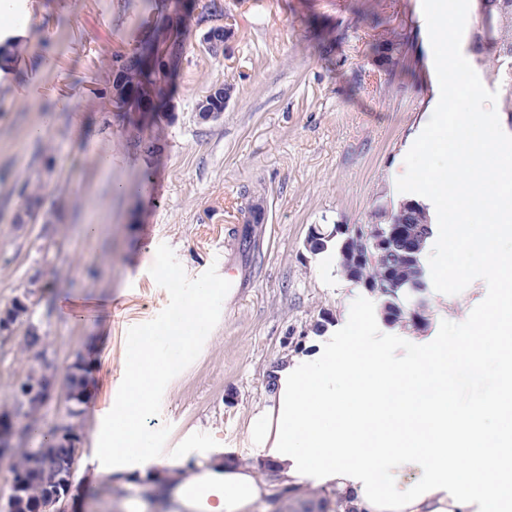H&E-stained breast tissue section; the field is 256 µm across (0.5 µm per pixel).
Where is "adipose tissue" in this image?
I'll use <instances>...</instances> for the list:
<instances>
[{
	"mask_svg": "<svg viewBox=\"0 0 512 512\" xmlns=\"http://www.w3.org/2000/svg\"><path fill=\"white\" fill-rule=\"evenodd\" d=\"M466 95L483 113L469 129L467 113H457L438 134H427L426 150L443 149L464 160L463 173L426 172L425 181L439 211L454 215L451 245L497 251L501 233L512 230V154L499 146L497 117L480 89L449 80L448 95ZM474 207L486 214L489 230L472 239L464 215ZM499 291L477 321L476 345L467 346L472 363L479 349L492 345L501 359V393L485 408L448 417L449 369L458 348L434 341L414 361L401 363L366 348L361 332L365 314L353 316L351 339L324 352L317 362L294 359L276 369L278 392L248 426L258 461L235 456L198 464L180 473L181 449L158 455L146 428L159 385L170 367L154 333L134 337L124 358L119 394L96 407V427L86 465L94 477L144 482L178 501L189 512H246L274 488L309 483L336 492L355 512H512V258L488 269ZM213 292L201 288L178 309L166 331L188 342L210 318ZM345 381L344 393L330 386ZM505 428L487 432L485 413ZM273 467L277 485L256 476L257 464ZM416 469L410 482L386 479L389 468Z\"/></svg>",
	"mask_w": 512,
	"mask_h": 512,
	"instance_id": "adipose-tissue-1",
	"label": "adipose tissue"
}]
</instances>
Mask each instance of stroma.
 <instances>
[{
	"label": "stroma",
	"instance_id": "1",
	"mask_svg": "<svg viewBox=\"0 0 512 512\" xmlns=\"http://www.w3.org/2000/svg\"><path fill=\"white\" fill-rule=\"evenodd\" d=\"M461 23L453 32L460 83L479 82L507 138L506 87L493 80L475 34L485 31L479 0H446ZM236 20L228 53L209 57L197 34L174 79L170 114L153 128L159 149L147 157L128 143L131 127L105 91L113 54L137 37L144 0H15L0 15V42L20 53L0 71V310L28 293L43 353L25 350L23 325L0 333V412L31 365L50 364L55 398L41 430L66 423V366L92 341L104 378L121 381L134 336L167 321L193 291L216 295L206 332L175 353L156 394L149 426L160 454L188 460L247 453L246 428L275 390L270 373L284 357L334 341L350 315L376 297L341 272L336 250L310 254L312 226L368 224L407 197L402 173L462 163L450 152L414 144L447 98L427 17L439 0H222ZM395 44L392 60L372 49ZM232 84L222 118L203 123L196 105ZM30 181L50 222L18 223ZM158 193H150L148 185ZM262 203L255 231L262 247L238 248L242 192ZM431 279L426 329L366 323L369 345L410 361L424 336L474 334L497 284L479 251L450 249L437 226L424 253ZM447 281L434 279L436 268ZM83 302L82 318L59 309ZM493 349L479 366L455 364L457 408L481 407L499 388ZM284 512H343L334 493L309 484L287 492ZM73 512H148L138 487L115 484L94 499L76 495Z\"/></svg>",
	"mask_w": 512,
	"mask_h": 512
}]
</instances>
